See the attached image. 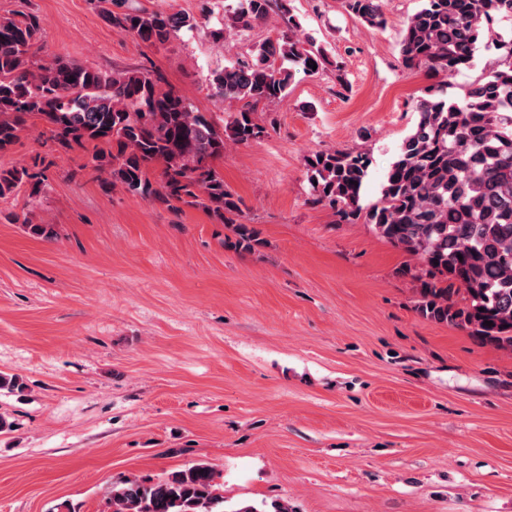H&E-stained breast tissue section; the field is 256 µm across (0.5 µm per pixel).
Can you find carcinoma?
<instances>
[{
  "label": "carcinoma",
  "instance_id": "1",
  "mask_svg": "<svg viewBox=\"0 0 512 512\" xmlns=\"http://www.w3.org/2000/svg\"><path fill=\"white\" fill-rule=\"evenodd\" d=\"M117 10H112L104 3ZM103 18L117 30L159 47L189 16L148 11L133 0H98ZM346 9L371 27L385 23L381 0H344ZM290 12L288 0H237L224 41L239 28ZM512 22V0H422L400 42L401 64L436 77L470 67L477 44L501 22ZM42 37L32 13L0 20V153L14 145L28 122L39 119L52 145L65 151L102 146L94 156L107 187L174 207L200 206L232 227L234 249L259 245L254 230L235 220L241 198L224 185L212 161L231 144L261 136L254 108L287 95L295 70L332 64L310 37L290 30L254 46L252 59L212 76L220 101H247L218 129L145 69L105 71L60 59L33 66ZM510 61L498 64L464 99L450 101L431 84L415 103L418 120L387 169L378 200L362 196L371 160L363 150H329L306 158L312 203L334 210L339 221L359 220L381 237L418 257L423 267L416 310L425 318L466 329L481 340L512 350V41H496ZM161 166L159 187L149 169ZM45 173L0 168V196L22 187L31 197ZM491 325H485V322ZM113 512H296L286 500L260 504L226 500L218 474L195 464L157 479L125 478L112 484Z\"/></svg>",
  "mask_w": 512,
  "mask_h": 512
}]
</instances>
